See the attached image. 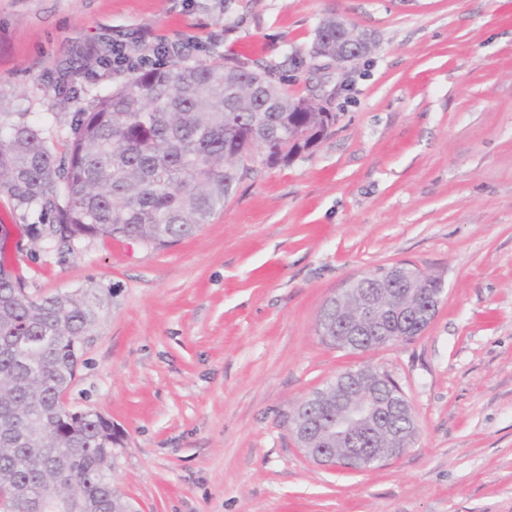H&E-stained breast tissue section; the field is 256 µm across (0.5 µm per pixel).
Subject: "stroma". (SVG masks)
Segmentation results:
<instances>
[{
	"instance_id": "1",
	"label": "stroma",
	"mask_w": 512,
	"mask_h": 512,
	"mask_svg": "<svg viewBox=\"0 0 512 512\" xmlns=\"http://www.w3.org/2000/svg\"><path fill=\"white\" fill-rule=\"evenodd\" d=\"M331 13L375 50L315 64ZM160 42L271 65L337 119L288 164L253 151L223 212L168 247L21 238L31 296L111 293L64 402L111 422L117 489L138 512H512V0H0V89L39 121L60 70ZM129 75L95 67L70 111ZM399 262L442 282L429 328L323 344L326 300ZM366 364L402 387L414 443L375 469L313 463L289 408Z\"/></svg>"
}]
</instances>
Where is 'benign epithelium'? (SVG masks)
<instances>
[{
  "label": "benign epithelium",
  "instance_id": "1",
  "mask_svg": "<svg viewBox=\"0 0 512 512\" xmlns=\"http://www.w3.org/2000/svg\"><path fill=\"white\" fill-rule=\"evenodd\" d=\"M427 273L420 268H412L407 264H396L386 267L378 277L377 288L388 289L395 295L396 304L390 314L380 312L376 294L364 292L360 295L356 313L346 314L344 289L336 294V322L342 326V336L338 341H353V331L363 326L375 334L376 347L389 345L388 329L398 323L400 325L417 321L420 324L418 333H423L433 321L441 303L443 289L436 288L429 293V303L421 306L415 302L404 301V296H414L412 285L423 281ZM395 409L384 400L380 392L379 375H358L347 380L336 395V420L332 426V435L336 441L351 447L359 434H364L371 444L370 453L381 457L386 463L400 455L399 449L408 448L415 436L401 437L395 423ZM299 447L313 449V456L326 463L336 461L339 468H355V460L366 456L357 448L348 454H341L337 449L329 447L330 441H319L310 438V433L303 432L295 436Z\"/></svg>",
  "mask_w": 512,
  "mask_h": 512
}]
</instances>
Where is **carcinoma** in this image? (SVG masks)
Instances as JSON below:
<instances>
[{"mask_svg":"<svg viewBox=\"0 0 512 512\" xmlns=\"http://www.w3.org/2000/svg\"><path fill=\"white\" fill-rule=\"evenodd\" d=\"M356 27L321 20L314 43L354 60L376 43H355ZM139 67L112 92L95 96L55 128L30 118L23 99L0 93V192L32 240L72 248L86 238L136 241L154 249L193 236L241 178L239 163L261 149L271 164L317 146L336 121L294 97L266 67L233 60L188 61L177 48ZM61 109L74 99L61 77ZM0 224V512H46L58 492H73L67 512H137L112 480V424L92 410L66 407L85 337L103 320L102 289L88 285L34 298L9 257ZM326 300L321 339L335 347L336 312ZM336 412V381L290 410L319 418Z\"/></svg>","mask_w":512,"mask_h":512,"instance_id":"carcinoma-1","label":"carcinoma"}]
</instances>
